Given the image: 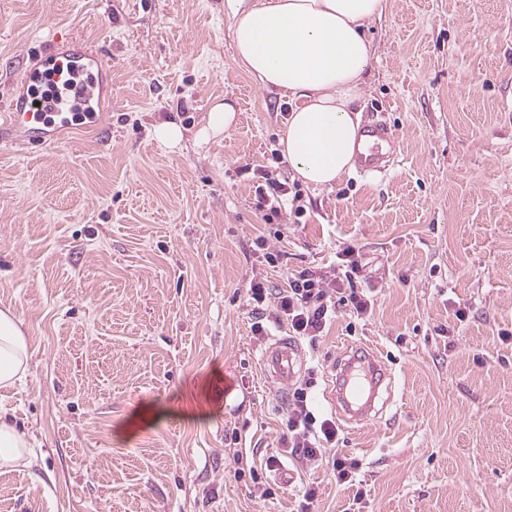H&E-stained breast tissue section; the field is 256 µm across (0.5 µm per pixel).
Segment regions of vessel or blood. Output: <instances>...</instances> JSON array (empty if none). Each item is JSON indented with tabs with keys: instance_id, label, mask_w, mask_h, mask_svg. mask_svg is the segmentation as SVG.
<instances>
[{
	"instance_id": "obj_1",
	"label": "vessel or blood",
	"mask_w": 512,
	"mask_h": 512,
	"mask_svg": "<svg viewBox=\"0 0 512 512\" xmlns=\"http://www.w3.org/2000/svg\"><path fill=\"white\" fill-rule=\"evenodd\" d=\"M103 74L101 58L83 48L66 47L45 54L34 60L21 95L0 113V122L26 129L37 144H51L58 116L71 113L92 123L97 121L105 93ZM396 144L395 132L384 121L365 124L355 152L358 173L385 174ZM261 362L266 383L284 392L303 368V351L295 340L282 336L263 350ZM339 367L338 412L351 424L369 422L376 398L392 387L389 368L374 352L361 347L341 360Z\"/></svg>"
}]
</instances>
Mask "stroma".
Masks as SVG:
<instances>
[{
	"label": "stroma",
	"instance_id": "35a3bbf8",
	"mask_svg": "<svg viewBox=\"0 0 512 512\" xmlns=\"http://www.w3.org/2000/svg\"><path fill=\"white\" fill-rule=\"evenodd\" d=\"M232 23L229 0H0V111L59 38L108 65L97 126L0 142V309L33 349L0 411L37 455L0 470V512H297L307 484L311 512H512V0H388L356 108L391 126L396 157L324 189L292 178L291 102L236 64ZM224 101L236 125L198 142ZM164 122L179 146L155 138ZM265 173L300 192L302 217L265 223ZM349 245L373 311L302 346L323 417L349 349L375 348L394 376L377 422L337 421L360 462L347 488L278 451L286 408L246 287L343 273ZM239 454L259 481L237 476ZM271 454L292 481L264 468Z\"/></svg>",
	"mask_w": 512,
	"mask_h": 512
}]
</instances>
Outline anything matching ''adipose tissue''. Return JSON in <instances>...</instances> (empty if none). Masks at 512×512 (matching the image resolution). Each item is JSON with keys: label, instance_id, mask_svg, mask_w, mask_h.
Masks as SVG:
<instances>
[{"label": "adipose tissue", "instance_id": "ef3b65f1", "mask_svg": "<svg viewBox=\"0 0 512 512\" xmlns=\"http://www.w3.org/2000/svg\"><path fill=\"white\" fill-rule=\"evenodd\" d=\"M386 5L387 0H230L236 63L294 102L282 154L307 185L332 186L354 166V106L373 57L365 29ZM30 358L16 315L0 309L1 389L24 383ZM33 462L27 435L0 414V469Z\"/></svg>", "mask_w": 512, "mask_h": 512}]
</instances>
